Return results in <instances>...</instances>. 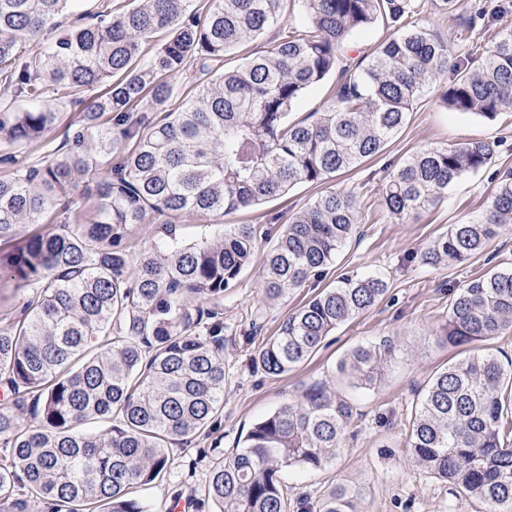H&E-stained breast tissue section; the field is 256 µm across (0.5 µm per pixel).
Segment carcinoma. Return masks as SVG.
I'll return each mask as SVG.
<instances>
[{
  "instance_id": "cac0c4a2",
  "label": "carcinoma",
  "mask_w": 512,
  "mask_h": 512,
  "mask_svg": "<svg viewBox=\"0 0 512 512\" xmlns=\"http://www.w3.org/2000/svg\"><path fill=\"white\" fill-rule=\"evenodd\" d=\"M80 0H0V135L40 143L35 163L10 157L0 177V235L51 213L58 229L33 234L11 259L25 291L23 317L0 326V387L34 422L0 412V512H149L131 490L163 479L170 451L186 446L224 410V320L220 302L250 264L256 224H222L215 239L187 243L169 218L211 224L227 212L319 183L379 155L434 81L459 113L512 114V28L486 49L476 29L511 14L480 0L464 18L465 61L448 41L415 23L420 0H102L86 22L58 17ZM302 11L308 22L273 46L224 68L246 40ZM389 37L368 60L343 56L348 38L376 23ZM45 41L28 54L26 44ZM195 81L158 121L140 112L171 96L170 79ZM331 81L322 108L302 120L293 107ZM101 90L67 141L52 146L55 93ZM501 142L422 149L381 189L392 217L439 205L463 176L488 165ZM94 196V215L71 207ZM165 225L164 251L130 255L129 230ZM358 223L351 191L327 189L289 218L266 254L264 295L276 301L322 276ZM512 224V174L487 217L452 224L430 262L457 265ZM382 277L346 276L288 315L254 360L283 374L342 323L387 292ZM512 329V269L470 280L453 293L440 340L460 347ZM100 336L112 347L97 350ZM381 350L354 349L340 364L370 382ZM512 362L473 354L436 373L412 419L409 453L434 478L464 489L491 512H512ZM349 405L325 384L305 401L255 423L245 444L218 461L207 487L217 512H291L282 472L320 470L336 459ZM358 492L335 484L303 512H359Z\"/></svg>"
}]
</instances>
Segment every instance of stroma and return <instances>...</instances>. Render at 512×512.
Listing matches in <instances>:
<instances>
[{"label": "stroma", "instance_id": "35a3bbf8", "mask_svg": "<svg viewBox=\"0 0 512 512\" xmlns=\"http://www.w3.org/2000/svg\"><path fill=\"white\" fill-rule=\"evenodd\" d=\"M447 86L444 79L431 85L397 137L374 159L318 184H297L285 196L224 216L227 224L263 225L271 236L259 241L250 266L220 305L226 374L221 421L186 448L174 450L165 479L140 491L150 512H165L174 500L191 502V512H212L205 490L215 459L235 453L256 422L283 405L300 403L307 389L320 382L335 388L352 415L334 462L317 471L287 472L289 498L313 501L332 485L347 484L358 492L360 512H489L485 503L413 466L408 451L411 413L420 391L436 371L463 353L438 340L452 292L485 273L512 268V226L501 229L479 254L462 264L432 265L425 260L432 242L450 225L484 216L501 174L512 169V122L450 110L442 99ZM478 140L498 142L497 156L488 168L450 188L437 207L399 220L382 208L379 191L401 159L421 148H449ZM329 187L356 196L358 222L352 237L326 276L311 278L277 301H266L264 259L275 235L291 214ZM55 229V221L47 216L40 224H20L0 235V319L19 314L23 305L9 271L12 254L29 235ZM346 272L381 275L389 290L369 310L340 325L322 348L293 370L281 375L263 371L254 360L257 348L278 333L289 314ZM387 338L394 349L381 357L371 383L340 373L341 360L353 349L375 346Z\"/></svg>", "mask_w": 512, "mask_h": 512}]
</instances>
